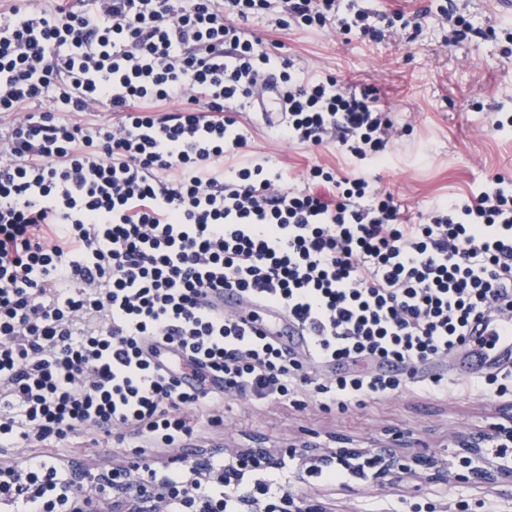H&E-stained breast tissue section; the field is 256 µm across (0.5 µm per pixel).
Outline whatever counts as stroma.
<instances>
[{
  "label": "stroma",
  "mask_w": 512,
  "mask_h": 512,
  "mask_svg": "<svg viewBox=\"0 0 512 512\" xmlns=\"http://www.w3.org/2000/svg\"><path fill=\"white\" fill-rule=\"evenodd\" d=\"M430 3L367 0L369 9L382 14L420 12L418 33L402 43L348 41L331 28L282 31L261 18L246 25L265 43H283L285 53L297 56L310 73L336 75L351 90L377 89L380 104L403 132L376 175L380 187L414 214L470 192L482 177L512 172V134L487 126L490 113H512V43L450 40L447 21L430 11ZM239 119L250 150L271 157L290 178L317 162L341 173L347 169L334 145L283 144L251 112ZM456 370L454 356L432 359L400 392L353 399L342 412L329 408L327 395L310 390L263 404L228 393L223 426H204L201 446L213 462L225 460L226 450L258 442L282 452L279 474L289 493L301 507L318 512H512V476L445 485L403 476L379 485L349 471L341 482L326 484L304 471L298 454L303 445L334 449L345 442L365 449L398 436L405 441L404 455L426 452L456 469L455 436L512 414V394L498 396L483 377L457 386Z\"/></svg>",
  "instance_id": "obj_1"
}]
</instances>
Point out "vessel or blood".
Returning a JSON list of instances; mask_svg holds the SVG:
<instances>
[{"label":"vessel or blood","mask_w":512,"mask_h":512,"mask_svg":"<svg viewBox=\"0 0 512 512\" xmlns=\"http://www.w3.org/2000/svg\"><path fill=\"white\" fill-rule=\"evenodd\" d=\"M257 107L266 123L276 122L284 110L283 98L279 91H269L260 97ZM270 332L292 350L303 351L310 345L306 331L284 315L279 316L277 326L271 327ZM456 354L459 374L463 377L473 376L487 366L512 362V315L486 312L480 319L471 320Z\"/></svg>","instance_id":"obj_1"}]
</instances>
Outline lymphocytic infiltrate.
I'll return each instance as SVG.
<instances>
[{"label": "lymphocytic infiltrate", "instance_id": "lymphocytic-infiltrate-1", "mask_svg": "<svg viewBox=\"0 0 512 512\" xmlns=\"http://www.w3.org/2000/svg\"><path fill=\"white\" fill-rule=\"evenodd\" d=\"M336 28L377 42L359 0H12L0 15V512H57L65 444L113 441L161 456L221 425L223 404L188 389L160 349L225 391L287 400L314 387L338 409L407 377L302 373L255 325L271 307L310 336L308 357L394 362L410 375L447 355L478 312H512V175L482 180L413 223L370 172L397 133L368 92L306 75L241 29ZM275 79L279 141L334 143L345 176L313 164L290 184L247 154L238 119ZM104 112L108 121L82 122ZM232 288L241 312L217 294ZM167 512H237L223 483L166 467Z\"/></svg>", "mask_w": 512, "mask_h": 512}]
</instances>
